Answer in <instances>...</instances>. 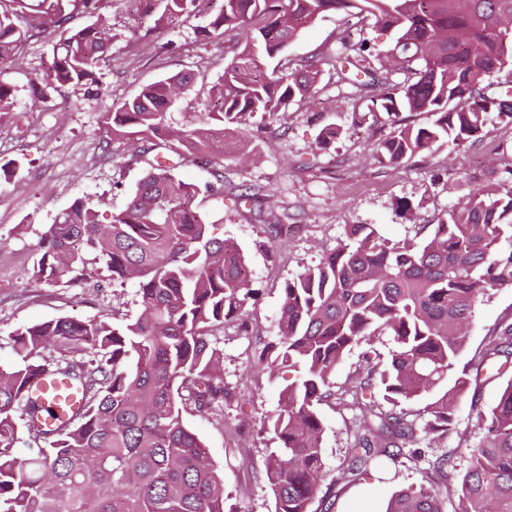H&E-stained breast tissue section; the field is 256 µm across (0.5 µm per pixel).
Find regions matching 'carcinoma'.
Listing matches in <instances>:
<instances>
[{
	"mask_svg": "<svg viewBox=\"0 0 512 512\" xmlns=\"http://www.w3.org/2000/svg\"><path fill=\"white\" fill-rule=\"evenodd\" d=\"M103 0H0V73L41 38L51 53L31 79L33 104L64 86L100 94L98 63L111 36ZM199 0H134L136 15L165 30L191 15ZM328 12L341 16L325 63L355 87L353 123L387 116L392 129L370 150L383 166L431 162L444 148L480 143L490 115L512 125V97L490 91V76L512 83V0H224L197 37L224 48L223 75L207 92L205 112L185 128L167 123L175 93L191 90L189 73L144 87L102 114L108 139L142 145L144 176L125 208L101 224L94 206L77 199L45 226L40 258L28 280L77 286L98 265L109 280H134L142 312L121 327L60 317L14 332L22 365L0 369V512H224V483L204 442L182 411L224 404V371L214 330L244 305L252 271L231 238L209 234L195 201L200 188L161 160L172 154L213 168L224 190V137L258 118L284 115L312 94L315 63L293 67L288 46ZM391 34L379 50L368 27ZM14 87L0 78V113L11 111ZM432 117L416 125L402 114ZM486 180L468 192L422 243L391 244L370 224L346 226L336 248L283 290L279 336L252 367L278 376L295 372L270 420L280 443L264 475L274 512H311L325 478L324 427L317 406L336 398L332 375L352 347L390 336L391 360L371 353L350 380L355 444L342 478L355 482L376 461L398 462L400 441L414 439L404 410L383 411L381 389L396 403L434 393L426 434H448L456 398L470 387L467 371L451 375L465 346L476 302L512 286V187ZM51 347L57 356L41 351ZM512 366V322H503L474 358ZM47 376L81 389L77 412L47 427L32 382ZM491 432L472 451L459 483L461 512H512V380L491 410ZM43 446L21 459L22 434ZM455 467L435 456L428 485L398 492L387 512H445L436 487Z\"/></svg>",
	"mask_w": 512,
	"mask_h": 512,
	"instance_id": "carcinoma-1",
	"label": "carcinoma"
}]
</instances>
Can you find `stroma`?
Listing matches in <instances>:
<instances>
[{
	"label": "stroma",
	"instance_id": "35a3bbf8",
	"mask_svg": "<svg viewBox=\"0 0 512 512\" xmlns=\"http://www.w3.org/2000/svg\"><path fill=\"white\" fill-rule=\"evenodd\" d=\"M214 13V8L200 6L159 33L153 31L152 19L135 23L129 0H107L102 17L114 39L108 56L99 63L103 86L96 97L64 87L41 107H32L30 80L48 58L45 41L31 40L10 63L14 110L0 114V366L19 361L12 341L19 327L62 316L119 325L140 314L136 281L113 284L101 271L91 286L40 287L30 284L26 273L40 257L37 242L43 228L62 210L82 198L95 205L101 223H109L145 173L146 166L133 148L107 142L103 112L113 103L133 98L144 86L185 69L194 71V86L168 108L167 121L179 128L202 112L204 87L224 72L223 49L195 34ZM339 24V16L325 14L289 45V57L299 64L314 61L332 42ZM353 95V89L328 70L313 96L274 119L264 140H255L251 127L231 131L226 139L223 191L210 190L214 177L200 164L188 162L176 169L180 178L200 187L196 204L214 235L233 238L247 253L252 269L254 294L244 307L247 328L229 322L219 333L227 392L224 411L191 409L183 414L224 480L225 512L274 509L262 470L265 459L279 446L267 420L279 405L282 382L249 370L248 365L258 349L278 336L286 282L336 247L346 225L371 224L386 241L419 243L428 226L444 219L467 192L468 180H484L489 166H496L506 185H512L507 172L512 165L511 126L492 118L476 146L443 150L423 166L383 167L368 147L379 137L380 128L352 123ZM330 124L339 126L340 135L327 148L318 149L317 137ZM249 142L254 150L245 160L240 151ZM107 150L113 154L109 162L102 158ZM246 187L255 189L257 198L246 205L236 203L233 191ZM282 214L288 227L271 237L268 224L272 216ZM267 239L275 245L271 257L258 247ZM511 320L512 286L493 290L474 309L456 369L466 367L501 322ZM393 348L391 337L377 336L371 344L354 347L337 365L333 380L338 397L318 407L327 475L311 512H385L397 491L424 484L432 454L448 453L457 473H464L473 448L488 435L489 413L508 381L492 366L479 373L475 392L459 399L447 437L432 442L417 435L398 463L378 462L363 479L340 481L338 474L356 430L346 392L349 380L367 350H375L386 363Z\"/></svg>",
	"mask_w": 512,
	"mask_h": 512
}]
</instances>
